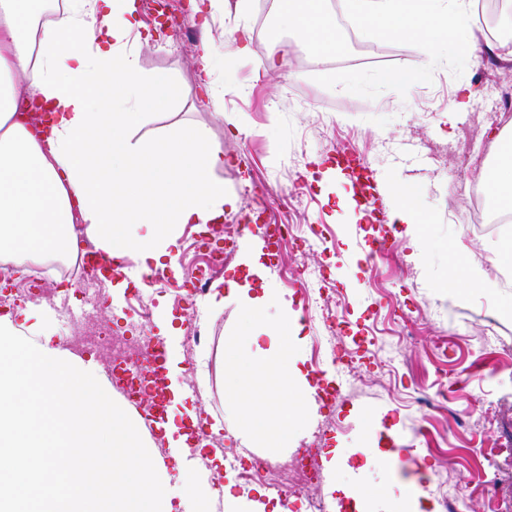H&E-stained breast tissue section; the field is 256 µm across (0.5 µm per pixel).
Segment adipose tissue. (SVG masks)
Wrapping results in <instances>:
<instances>
[{
    "label": "adipose tissue",
    "instance_id": "1",
    "mask_svg": "<svg viewBox=\"0 0 512 512\" xmlns=\"http://www.w3.org/2000/svg\"><path fill=\"white\" fill-rule=\"evenodd\" d=\"M40 0H0V260L27 274L79 239L159 268L177 249L178 230L224 215L228 199L216 171L224 152L204 128L183 126L150 142L132 129L182 95L167 74L143 73L129 46L141 37L137 0H66L63 13L39 21ZM278 21L319 53L344 43L322 0H277ZM361 34L421 40V70L386 72L383 83L413 87L449 35L469 28L468 0H346ZM53 113L44 129L17 118L21 92ZM497 161L484 167L482 191L493 210L512 213V137L497 136ZM393 222L406 225L413 249L425 218L419 190L391 177ZM449 292L494 291L484 267L456 253Z\"/></svg>",
    "mask_w": 512,
    "mask_h": 512
}]
</instances>
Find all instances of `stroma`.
Instances as JSON below:
<instances>
[{
    "mask_svg": "<svg viewBox=\"0 0 512 512\" xmlns=\"http://www.w3.org/2000/svg\"><path fill=\"white\" fill-rule=\"evenodd\" d=\"M259 2L250 0L243 13L228 5L206 23L189 0H168L170 13L195 30L193 40L158 33L152 12L141 10L153 32L137 47L142 70L170 73L183 98L170 111L146 117L132 137L150 139L183 123L204 127L224 151L219 175L231 200L225 214L243 213L245 192L261 186L271 215L287 218L305 236L315 227L325 231L303 259L309 269L323 270V278L285 280L280 261L259 236L248 234L213 283L221 290L227 279L245 280L253 292L268 286L286 296L301 318L298 366L309 387L329 379L343 387L325 407L308 400L315 419L276 459L290 464L297 448L321 438L319 491L335 512H374L373 500L359 506L354 496L356 488L376 483L390 489L393 506L410 494L416 512H445L446 496L466 499L468 512H512V315L501 306L512 298V287L460 294L443 287L451 242L462 243L494 277L495 247L512 234V223L492 231L476 227L471 210L482 167L496 153L493 132L512 134V121L497 115V88L512 84V58L502 49L489 54L487 36L474 27L449 37L420 81L399 89L378 76L418 68L421 45L367 38L354 62L320 64L292 36L276 54L269 41L281 28L274 21L256 31ZM241 26L252 29L251 52L239 65L236 85L225 86L217 69L214 89L206 91L202 41L227 47L228 31ZM270 57L275 68L263 67ZM466 86L475 95L447 127L446 110ZM341 154L355 156L358 169L325 184L315 159L332 168ZM394 173L422 192L427 222L419 263L404 225L389 218L385 183ZM383 238L390 250L370 258L372 242ZM252 264L258 274H249ZM306 287L336 297V319L345 329L336 340L339 363L314 362L326 330L319 314L300 315L298 291ZM96 289L101 303L95 310L72 290L59 294L65 309L49 316L56 339L86 335L95 322L129 334V289L114 280ZM239 309L231 297L214 309L206 293L178 303L167 290L155 296L149 328L165 333L173 381L204 424L229 413L225 343ZM190 324L207 336L191 352L185 342Z\"/></svg>",
    "mask_w": 512,
    "mask_h": 512,
    "instance_id": "35a3bbf8",
    "label": "stroma"
}]
</instances>
